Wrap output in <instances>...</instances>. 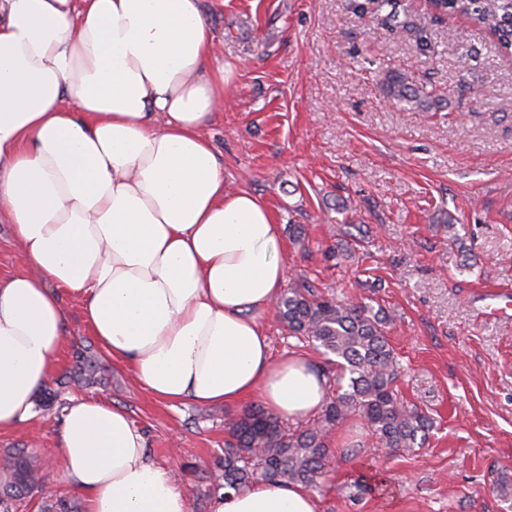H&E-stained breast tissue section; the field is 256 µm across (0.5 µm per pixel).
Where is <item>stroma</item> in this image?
<instances>
[{"mask_svg": "<svg viewBox=\"0 0 512 512\" xmlns=\"http://www.w3.org/2000/svg\"><path fill=\"white\" fill-rule=\"evenodd\" d=\"M369 0H203L232 71L231 91L206 131L228 189L267 199L285 238L286 286L314 281L390 321L396 387L434 420L423 447L376 452L363 419L329 438L331 470L312 495L317 512H512V318L483 315L481 296H512V55L462 18L436 17L427 0H398V18ZM408 69L447 97L440 112L387 98L381 73ZM457 240H450L449 228ZM69 343L55 371L72 377L79 354L97 357L98 381L46 386L34 418L0 432L9 452L37 453L69 512L82 496L59 471L65 404L98 396L126 409L154 463L173 470L188 512H211L208 473L226 421L259 404L171 406L112 361L65 303ZM272 356L323 358L262 318Z\"/></svg>", "mask_w": 512, "mask_h": 512, "instance_id": "35a3bbf8", "label": "stroma"}]
</instances>
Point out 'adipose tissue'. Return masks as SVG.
<instances>
[{"label":"adipose tissue","mask_w":512,"mask_h":512,"mask_svg":"<svg viewBox=\"0 0 512 512\" xmlns=\"http://www.w3.org/2000/svg\"><path fill=\"white\" fill-rule=\"evenodd\" d=\"M201 0H0V432L30 421L67 340L62 296L156 399L259 396L297 419L327 398L303 356L273 359L262 326L287 265L268 202L228 191L205 131L230 71ZM60 470L86 512H188L128 412L72 399ZM212 512H317L302 486L224 489ZM18 269L16 249L11 240L10 225L0 224V274L6 275Z\"/></svg>","instance_id":"1"}]
</instances>
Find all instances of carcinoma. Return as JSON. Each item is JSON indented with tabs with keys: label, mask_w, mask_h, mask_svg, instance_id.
Masks as SVG:
<instances>
[{
	"label": "carcinoma",
	"mask_w": 512,
	"mask_h": 512,
	"mask_svg": "<svg viewBox=\"0 0 512 512\" xmlns=\"http://www.w3.org/2000/svg\"><path fill=\"white\" fill-rule=\"evenodd\" d=\"M439 16H458L485 28L498 48L512 54V0H431ZM380 85L387 97L420 112L444 109L443 98L410 81L406 70L384 71ZM280 321L294 336L323 350L336 366V395L329 398L317 420L296 427L261 406L228 422L224 455L215 461L209 492L241 490L261 482L313 487L330 465L327 437L352 415L370 428L376 447L410 452L424 443L433 418L406 403L395 382L398 361L387 336V322L362 302H341L309 281L288 288L275 302ZM0 471V512L10 501L38 493L52 501L40 459L20 450Z\"/></svg>",
	"instance_id": "cac0c4a2"
}]
</instances>
